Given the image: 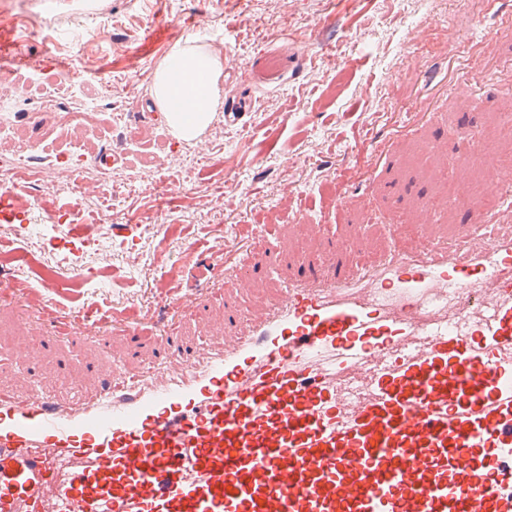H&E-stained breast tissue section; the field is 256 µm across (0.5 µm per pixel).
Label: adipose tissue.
<instances>
[{
    "instance_id": "1",
    "label": "adipose tissue",
    "mask_w": 512,
    "mask_h": 512,
    "mask_svg": "<svg viewBox=\"0 0 512 512\" xmlns=\"http://www.w3.org/2000/svg\"><path fill=\"white\" fill-rule=\"evenodd\" d=\"M224 59L207 49L179 46L159 65L153 99L172 135L202 142L224 106Z\"/></svg>"
}]
</instances>
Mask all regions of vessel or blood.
<instances>
[{
    "mask_svg": "<svg viewBox=\"0 0 512 512\" xmlns=\"http://www.w3.org/2000/svg\"><path fill=\"white\" fill-rule=\"evenodd\" d=\"M467 208L78 398L0 372V512H512V207Z\"/></svg>",
    "mask_w": 512,
    "mask_h": 512,
    "instance_id": "b4317fda",
    "label": "vessel or blood"
}]
</instances>
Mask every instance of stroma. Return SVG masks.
<instances>
[{"label": "stroma", "mask_w": 512, "mask_h": 512, "mask_svg": "<svg viewBox=\"0 0 512 512\" xmlns=\"http://www.w3.org/2000/svg\"><path fill=\"white\" fill-rule=\"evenodd\" d=\"M77 1L0 0V85L30 97L0 102V145L52 153L97 139L119 155L133 130L165 138L182 162L167 200L147 171L131 175L140 190L115 186L108 225L88 216L93 186L55 201L74 208L78 231H51L37 209L0 222V251L21 245L63 282L35 293L0 266V369L30 376V389L93 390L104 360L117 373L160 362L163 337L202 349L268 283L309 274L299 256L332 242H352L347 265L392 247L396 226L423 215L438 236L469 226L444 187L473 179L451 131L496 151L486 212L512 200L495 176L512 161V0ZM184 45L224 57V110L198 144L171 137L150 100L158 65ZM65 81L111 106L74 130L35 104ZM103 153L91 166L103 168ZM285 206L317 235L285 223L255 241L250 225ZM259 243L269 254L256 258L253 295L209 279L215 261L234 272ZM76 269L88 283L78 295L66 286Z\"/></svg>", "instance_id": "stroma-1"}]
</instances>
